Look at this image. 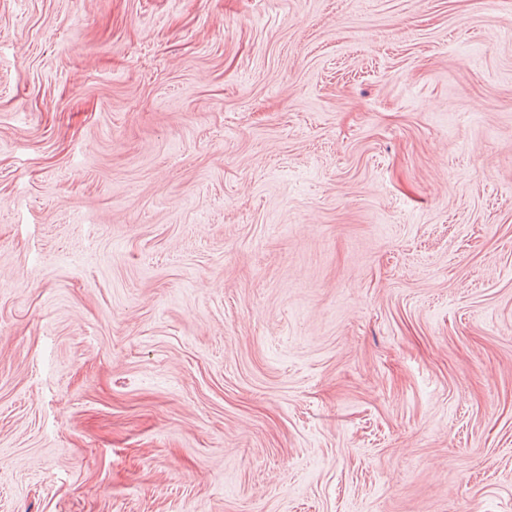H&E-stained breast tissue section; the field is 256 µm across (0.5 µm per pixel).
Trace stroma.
Masks as SVG:
<instances>
[{
    "instance_id": "obj_1",
    "label": "stroma",
    "mask_w": 512,
    "mask_h": 512,
    "mask_svg": "<svg viewBox=\"0 0 512 512\" xmlns=\"http://www.w3.org/2000/svg\"><path fill=\"white\" fill-rule=\"evenodd\" d=\"M0 512H512V0H0Z\"/></svg>"
}]
</instances>
